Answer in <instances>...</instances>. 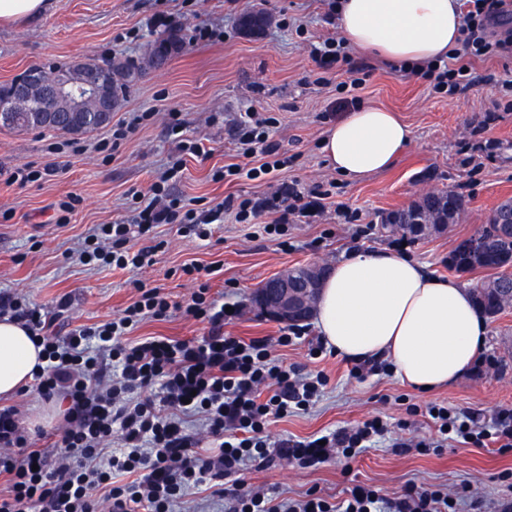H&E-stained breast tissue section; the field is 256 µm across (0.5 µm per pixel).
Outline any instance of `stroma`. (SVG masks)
<instances>
[{
  "label": "stroma",
  "instance_id": "obj_1",
  "mask_svg": "<svg viewBox=\"0 0 512 512\" xmlns=\"http://www.w3.org/2000/svg\"><path fill=\"white\" fill-rule=\"evenodd\" d=\"M253 9L271 18L255 38L239 26L241 16ZM326 11L324 0H239L233 11L226 0H49L39 16L0 23V84L32 66L113 58L140 71L114 110L113 123L135 112L151 115L114 151L99 148L110 137L111 125L79 136L0 127V291L40 307L68 297L67 321L75 327L119 318L136 298L134 281L161 287L175 308L165 320H144L129 336L137 342L150 336L203 335L202 324L181 310L195 290L180 271L191 262L223 263L224 275L212 281L210 293L241 306V316L226 331L246 339L282 334L283 324L252 308L249 298L287 267L329 265L351 251L391 250L432 275L456 276L470 287L485 279L483 270L453 274L448 255L482 228L501 200L512 198V98L501 89L502 81L512 79V58L475 63V85L447 95L433 92L415 75L353 51L356 62L371 68L358 91L359 104L397 112L413 137L387 172L351 182L333 171L320 151L325 130L344 113L338 105L339 75L328 74L325 83H317L310 53L312 45L338 33ZM169 14L176 16L186 46L166 66L154 68L145 62L144 49L164 35L158 20ZM199 24L219 29L220 37L195 40ZM253 110L276 120L273 138L289 159L283 179L308 190L330 186L322 217L290 221L284 247L266 234L250 236L247 226L229 216L206 241L181 236L176 225L162 224L157 233L168 248L151 265L129 273L79 263L75 251L89 228L120 221L132 193L147 190L175 154L168 113H180L185 136L210 152L205 160L186 157L170 182L174 194L199 209L230 195L260 196L263 184L212 179L214 169L237 162L234 124ZM49 162L60 164L59 173L24 185L9 180L21 165ZM424 189H450L464 196L466 217L417 239L401 241L379 233L381 213L408 206ZM69 194L82 202L69 223L57 224L52 205ZM319 340L310 323L300 339L276 350L284 365L323 372L327 384L310 409L272 424L271 439L320 436L375 416L386 423L387 436L351 462L335 454L312 467L247 465L234 475V483L293 499L317 488L333 502L355 484L372 486L388 497L416 484L447 492L455 512H472L475 500L491 512L494 503L512 497V484L501 479L504 471L512 470V450L457 443L437 452L420 448L437 436L427 413L432 405L472 411L482 426L491 425L498 413L512 411V309L489 321L480 362L447 388L428 394L402 383L392 371L353 378L352 360L327 350L311 358L309 352ZM401 437L412 440L413 448L394 449L393 439Z\"/></svg>",
  "mask_w": 512,
  "mask_h": 512
}]
</instances>
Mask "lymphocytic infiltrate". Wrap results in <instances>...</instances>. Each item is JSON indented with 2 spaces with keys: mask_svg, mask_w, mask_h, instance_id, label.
Masks as SVG:
<instances>
[{
  "mask_svg": "<svg viewBox=\"0 0 512 512\" xmlns=\"http://www.w3.org/2000/svg\"><path fill=\"white\" fill-rule=\"evenodd\" d=\"M504 0H466L461 30L463 51L453 60H439L414 67L416 76L438 93L456 94L475 81L470 71L475 58L512 56V30L495 34V12ZM321 72L346 74L347 91L362 88L364 65L355 62L338 38L325 39L312 51ZM268 121L249 112L237 125L239 164L215 170L214 180L262 181L288 166L278 144L267 130ZM200 145L189 139L178 142V154L154 180L145 197L119 224H98L77 251L79 262L94 268L112 267L134 272L151 263L166 247L151 233L161 224L178 225L182 236L201 239L210 227L233 215L236 223L255 226L257 232L284 234L291 214H320L328 191L305 192L294 182L270 184L256 198L227 197L207 209L192 207L174 197L169 182L187 154L202 155ZM139 237L146 244L132 249ZM183 275L198 289L184 308L187 316L205 324L203 336L193 340L152 336L137 343L128 334L143 320L166 318L171 302L159 288L139 281L137 297L123 317L100 325L80 326L60 332L58 321L69 307L60 299L52 309L31 307L15 295L0 294V317L21 323L42 346L46 366L34 377V387L44 399L67 400L63 426L53 433L56 454L37 448L22 425L15 407H0V512H98L107 502L109 512H175L186 491L216 484L237 474L246 463L316 465L331 451L351 459L385 425L374 417L353 428L337 429L324 440L280 439L270 443L272 422L288 413L307 409L327 379L323 373L305 376L284 366L273 347L288 346V334L244 339L226 334L224 326L234 316L208 294V279L221 273L219 264H187ZM161 384L163 397L153 401L144 390ZM198 419L205 432L196 438L187 432V419ZM436 447L463 441L476 446L484 441L499 450L512 449V414L499 416L490 429L480 428L474 413L437 406L433 417ZM124 442L121 453L106 444L113 432ZM227 512H448L441 490L407 485L402 494L387 498L372 487L354 486L340 502L320 491L304 499H280L267 493L237 492L226 497Z\"/></svg>",
  "mask_w": 512,
  "mask_h": 512,
  "instance_id": "obj_1",
  "label": "lymphocytic infiltrate"
}]
</instances>
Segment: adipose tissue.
Listing matches in <instances>:
<instances>
[{"label":"adipose tissue","mask_w":512,"mask_h":512,"mask_svg":"<svg viewBox=\"0 0 512 512\" xmlns=\"http://www.w3.org/2000/svg\"><path fill=\"white\" fill-rule=\"evenodd\" d=\"M338 2L343 40L383 62L440 59L460 44V0ZM411 140L397 113L360 106L326 129L321 149L337 173L355 181L387 170ZM313 317L338 355L389 358L400 380L421 392L469 372L488 333L467 286L388 250L354 251L330 265ZM40 352L20 324L0 319V398L29 387L45 365Z\"/></svg>","instance_id":"obj_1"}]
</instances>
